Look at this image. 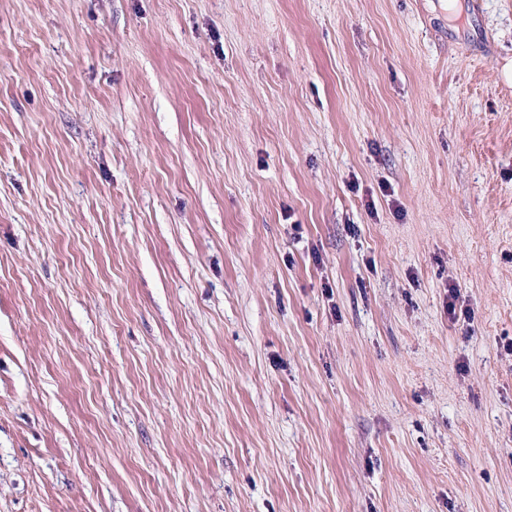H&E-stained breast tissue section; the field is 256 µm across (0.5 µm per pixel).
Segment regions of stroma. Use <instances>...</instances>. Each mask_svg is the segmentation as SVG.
I'll list each match as a JSON object with an SVG mask.
<instances>
[{"mask_svg": "<svg viewBox=\"0 0 512 512\" xmlns=\"http://www.w3.org/2000/svg\"><path fill=\"white\" fill-rule=\"evenodd\" d=\"M508 64L512 0H0V512H512Z\"/></svg>", "mask_w": 512, "mask_h": 512, "instance_id": "1", "label": "stroma"}]
</instances>
